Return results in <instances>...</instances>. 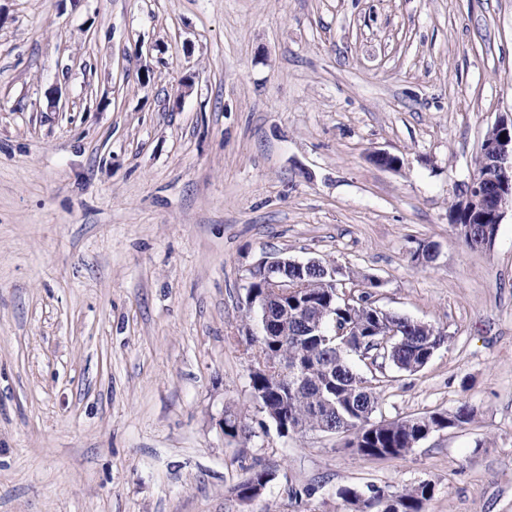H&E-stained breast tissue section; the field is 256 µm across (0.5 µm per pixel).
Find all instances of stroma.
<instances>
[{"label":"stroma","mask_w":512,"mask_h":512,"mask_svg":"<svg viewBox=\"0 0 512 512\" xmlns=\"http://www.w3.org/2000/svg\"><path fill=\"white\" fill-rule=\"evenodd\" d=\"M506 113L512 0H0V512H354L339 488L422 483L424 512H512V212L487 249L448 216ZM267 252L448 335L386 369L379 417L473 420L388 459L279 436L250 381Z\"/></svg>","instance_id":"1"}]
</instances>
